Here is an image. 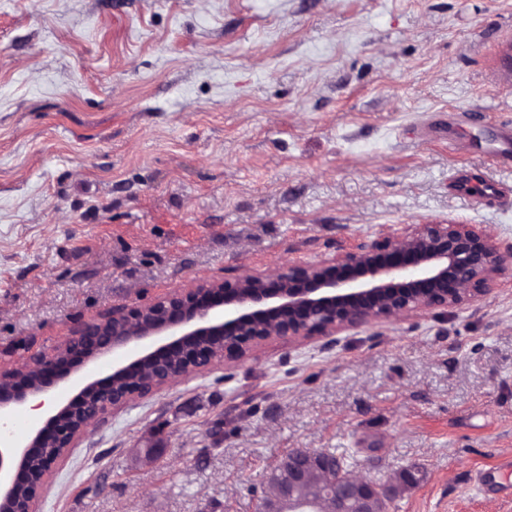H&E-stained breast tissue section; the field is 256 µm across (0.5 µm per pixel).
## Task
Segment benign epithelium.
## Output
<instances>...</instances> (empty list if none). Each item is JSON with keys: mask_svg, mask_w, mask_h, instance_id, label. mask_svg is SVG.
<instances>
[{"mask_svg": "<svg viewBox=\"0 0 512 512\" xmlns=\"http://www.w3.org/2000/svg\"><path fill=\"white\" fill-rule=\"evenodd\" d=\"M510 270L512 244L481 227L416 224L322 262L198 279L136 307L114 304L49 349L0 368V512H37L47 478L70 449L138 399L238 363L269 340L319 336L330 349L353 328L473 304ZM131 347L133 357L77 384L24 442L8 433L6 421L30 399L63 388L76 367ZM340 463L325 451L286 453L259 512H388L397 486L338 475Z\"/></svg>", "mask_w": 512, "mask_h": 512, "instance_id": "benign-epithelium-1", "label": "benign epithelium"}]
</instances>
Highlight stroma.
<instances>
[{
    "label": "stroma",
    "instance_id": "stroma-1",
    "mask_svg": "<svg viewBox=\"0 0 512 512\" xmlns=\"http://www.w3.org/2000/svg\"><path fill=\"white\" fill-rule=\"evenodd\" d=\"M512 0H0V365L112 305L319 262L415 224L512 243L458 129L512 122ZM487 124L462 126L465 111ZM402 486L390 512H512V277L478 303L272 340L109 416L39 512H257L293 449ZM453 190L466 196L475 206H481L488 199L504 198L508 194L507 186L501 181L485 179L482 176L459 178Z\"/></svg>",
    "mask_w": 512,
    "mask_h": 512
}]
</instances>
